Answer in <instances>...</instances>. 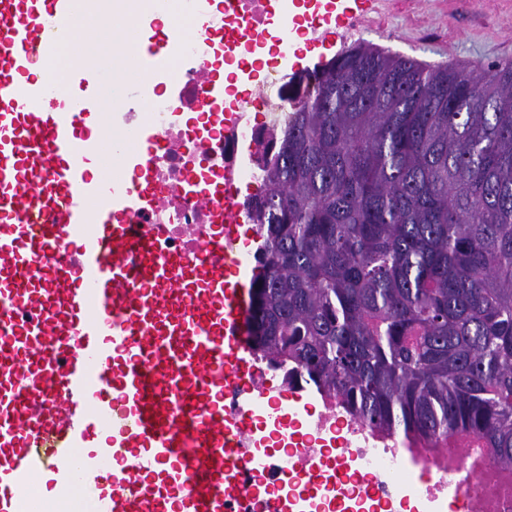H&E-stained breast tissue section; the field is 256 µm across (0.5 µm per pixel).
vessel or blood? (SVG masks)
I'll list each match as a JSON object with an SVG mask.
<instances>
[{"mask_svg":"<svg viewBox=\"0 0 512 512\" xmlns=\"http://www.w3.org/2000/svg\"><path fill=\"white\" fill-rule=\"evenodd\" d=\"M81 0H0V512H26L34 476L80 488L92 512H238L251 496L247 413L224 391L252 388L248 289L232 254L247 233L208 225L196 255L160 250L148 187L162 138L132 122L140 151L115 186L89 166L105 149V75L73 37ZM138 61L164 57L145 19ZM69 49L61 98L42 71ZM199 83L196 108L223 98Z\"/></svg>","mask_w":512,"mask_h":512,"instance_id":"vessel-or-blood-1","label":"vessel or blood"}]
</instances>
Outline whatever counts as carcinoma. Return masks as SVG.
I'll return each instance as SVG.
<instances>
[{"label": "carcinoma", "mask_w": 512, "mask_h": 512, "mask_svg": "<svg viewBox=\"0 0 512 512\" xmlns=\"http://www.w3.org/2000/svg\"><path fill=\"white\" fill-rule=\"evenodd\" d=\"M478 71L359 43L292 76L251 208L255 351L512 468V60Z\"/></svg>", "instance_id": "carcinoma-1"}]
</instances>
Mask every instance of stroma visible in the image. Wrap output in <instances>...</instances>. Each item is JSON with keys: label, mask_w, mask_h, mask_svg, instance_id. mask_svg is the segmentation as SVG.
Here are the masks:
<instances>
[{"label": "stroma", "mask_w": 512, "mask_h": 512, "mask_svg": "<svg viewBox=\"0 0 512 512\" xmlns=\"http://www.w3.org/2000/svg\"><path fill=\"white\" fill-rule=\"evenodd\" d=\"M341 15L321 30L303 66L313 67L342 49L365 43L430 65L512 59V0H335Z\"/></svg>", "instance_id": "1"}]
</instances>
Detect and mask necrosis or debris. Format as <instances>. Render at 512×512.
I'll return each mask as SVG.
<instances>
[{
	"label": "necrosis or debris",
	"mask_w": 512,
	"mask_h": 512,
	"mask_svg": "<svg viewBox=\"0 0 512 512\" xmlns=\"http://www.w3.org/2000/svg\"><path fill=\"white\" fill-rule=\"evenodd\" d=\"M287 0H184L187 14L202 16L208 40L174 36L156 78L146 86L144 119L156 126L166 146L159 155L152 189L159 210L134 216L137 224H165L170 235L162 246L176 258L198 245L204 225L214 217L199 202L180 196L178 186L188 178L206 183L215 173L224 175V207L246 213L242 186L258 183L262 172L255 161L266 143L262 129L281 127L288 120L289 101L281 90L300 52V41H313L322 25L319 11L294 22L291 37L277 36ZM251 28L274 34L273 52L264 44L250 47L236 41ZM199 61L203 70L218 73L226 67L238 70L237 84L228 85L224 98L210 107L204 121L184 115V102L192 97L197 80L187 61ZM177 71L181 97L173 99L164 88L170 71ZM264 110V122L250 118ZM207 133L224 136V151L206 155L202 138ZM261 378L270 382L267 395L244 400L232 392L225 407L248 404L254 425L247 444L252 483L263 487L264 497H279L289 512H393L396 505H410L413 512H445L455 490L465 492L466 512H512V471L493 465L477 441L455 439L432 448L411 445L397 435L369 429L340 400L326 396L303 378L285 382L280 371L257 361ZM314 462L337 460V470H322L315 498H307L302 486L284 483L278 467L290 466L300 454ZM421 480H414V473Z\"/></svg>",
	"instance_id": "obj_1"
}]
</instances>
